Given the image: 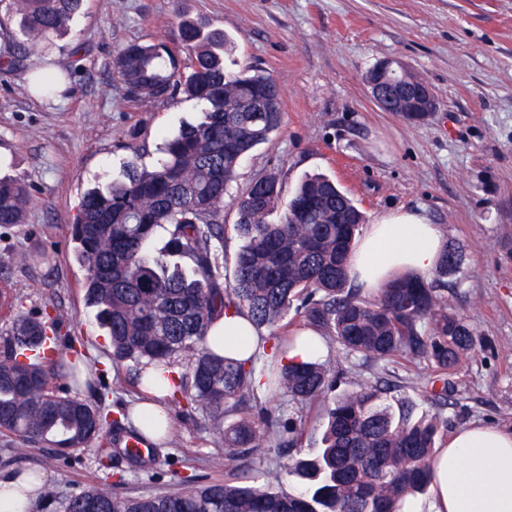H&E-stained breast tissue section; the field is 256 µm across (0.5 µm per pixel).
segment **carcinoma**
<instances>
[{"label": "carcinoma", "mask_w": 512, "mask_h": 512, "mask_svg": "<svg viewBox=\"0 0 512 512\" xmlns=\"http://www.w3.org/2000/svg\"><path fill=\"white\" fill-rule=\"evenodd\" d=\"M83 0H10L20 33L49 39L67 26ZM229 41L198 23L178 22L170 44L131 41L121 46L113 69L127 95L164 103L181 93L204 105L202 119L167 139L165 157L150 169L127 164L126 181L87 190L71 237L85 270L83 288L107 330L112 364L155 365L170 373L184 357L189 371L172 381L169 405L201 407L224 439V459L237 474L202 486L132 495L117 484L92 485L71 494L61 512H400L409 496L425 493L442 437L439 418L413 419L414 405L377 403L380 387L366 386L332 401L326 396L343 378L319 359L288 363L298 340L285 335L288 314L325 342L364 361L427 365L425 390L444 406L448 375L474 353L478 339L466 320L448 308L437 282L459 268L456 252H442L433 277L400 275L374 298L351 283L347 266L365 216L334 181L314 175L289 197L276 222L281 187L270 173L254 179L237 200L233 229L243 238L231 273L224 272V195L243 160L282 125L275 80L224 69ZM376 105L422 122L425 112ZM30 186L0 179V225L24 223ZM166 232L157 253L148 243ZM247 316L269 331L271 360L263 369L265 394L285 392L301 407H322V447L299 455L287 470L308 480L293 495L257 487L245 473L261 464L266 448L298 444L304 420H281L266 411L255 385L254 364L226 357L206 345L224 311ZM70 351V359L58 352ZM85 385L104 390L93 374L96 361L76 336H63L47 312H18L0 333V433L56 456L96 447L101 458L118 454L114 435L124 431L94 405L69 392L79 366ZM231 423L224 425V420ZM129 465L145 460L138 449L118 454Z\"/></svg>", "instance_id": "carcinoma-1"}]
</instances>
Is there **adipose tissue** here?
<instances>
[{
	"label": "adipose tissue",
	"mask_w": 512,
	"mask_h": 512,
	"mask_svg": "<svg viewBox=\"0 0 512 512\" xmlns=\"http://www.w3.org/2000/svg\"><path fill=\"white\" fill-rule=\"evenodd\" d=\"M443 247L437 225L425 215H385L359 239L348 276L375 294L397 272L430 276ZM207 344L238 360L260 347L247 317L232 311L213 324ZM434 468L430 497L406 501L402 512H512V431L487 425L459 430L439 449ZM41 484L29 472L0 473V512H31Z\"/></svg>",
	"instance_id": "1"
}]
</instances>
